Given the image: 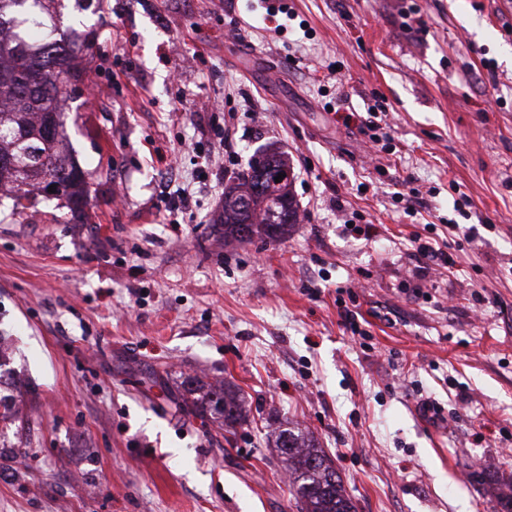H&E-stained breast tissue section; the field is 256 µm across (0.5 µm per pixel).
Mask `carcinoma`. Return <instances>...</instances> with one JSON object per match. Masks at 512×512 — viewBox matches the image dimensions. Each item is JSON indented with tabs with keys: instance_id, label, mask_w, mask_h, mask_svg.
Returning a JSON list of instances; mask_svg holds the SVG:
<instances>
[{
	"instance_id": "obj_1",
	"label": "carcinoma",
	"mask_w": 512,
	"mask_h": 512,
	"mask_svg": "<svg viewBox=\"0 0 512 512\" xmlns=\"http://www.w3.org/2000/svg\"><path fill=\"white\" fill-rule=\"evenodd\" d=\"M61 7L63 0H0V197L10 199L11 215L23 213L36 191L74 216L90 201L86 176L70 161L60 102L70 85L85 81L86 71L76 67L74 58L79 52L90 54L91 44L87 39L70 41L69 31L57 25L48 28L47 19ZM40 71L38 84L33 78ZM283 165L282 154L272 153L264 171L250 162L224 187V239H275L288 225L299 223L293 191L281 194L293 179L284 185L275 182ZM46 170L53 176L50 184ZM50 187L56 192H48ZM185 391L196 411L223 425L244 418L238 397L223 386L190 377ZM276 448L296 485L299 512H356L331 460L314 439L285 429Z\"/></svg>"
}]
</instances>
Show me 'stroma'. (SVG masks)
Returning <instances> with one entry per match:
<instances>
[{
	"label": "stroma",
	"instance_id": "1",
	"mask_svg": "<svg viewBox=\"0 0 512 512\" xmlns=\"http://www.w3.org/2000/svg\"><path fill=\"white\" fill-rule=\"evenodd\" d=\"M290 7L64 9L63 27L95 32L89 80L108 94L64 106L86 219L40 199L0 218V397L29 386L20 420L0 421V512H298L269 441L288 421L356 512H498L512 0ZM371 108L382 137L342 121ZM260 148L286 153L302 221L225 242L224 186ZM184 187L189 211L174 206ZM415 237L452 266L420 272ZM191 376L239 390L231 437L180 410Z\"/></svg>",
	"mask_w": 512,
	"mask_h": 512
}]
</instances>
